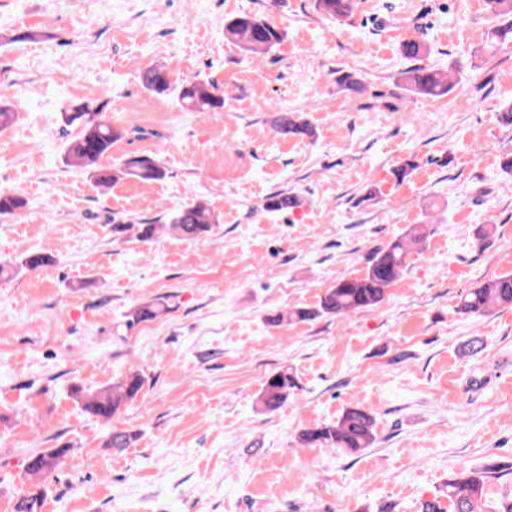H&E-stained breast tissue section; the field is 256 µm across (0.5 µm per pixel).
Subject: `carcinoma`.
<instances>
[{"mask_svg": "<svg viewBox=\"0 0 512 512\" xmlns=\"http://www.w3.org/2000/svg\"><path fill=\"white\" fill-rule=\"evenodd\" d=\"M317 9L337 20L353 16L357 0H316ZM490 14L496 17L512 16V0H486ZM224 36L254 56L268 54L284 38V33L267 19L241 14L224 21ZM401 52L413 66L400 72L402 87L416 96L438 98L448 95L455 82L449 73L432 65H420L427 53L425 45L417 39L402 43ZM141 84L151 94L166 96L177 92L181 107L191 112H221L224 95L211 81L197 80L181 87L172 84L169 71L164 66H151L141 73ZM15 112L7 104L5 92H0V130L12 125ZM67 127L79 129L77 135L65 144L67 163L83 168L97 184L104 188L136 178L150 182L165 177L164 170L150 157H131L112 163V147L126 132L112 124V118L101 107L88 104L73 107L62 113ZM276 132L283 138L303 140L313 136L309 124L294 112L277 113L274 120ZM303 204V198L291 192H277L266 197L262 204L268 213L294 210ZM28 205L20 194L0 190V218L14 217ZM214 223L213 214L202 203L186 204L173 211L164 225L185 240H194L208 231ZM429 230L426 224H413L404 233L386 245L374 249L364 273L355 278H340L322 296L319 307L307 309L293 307L288 312L269 318L275 326L290 322H303L317 316L346 317L352 313L371 309L385 300L387 291L398 282L408 266L411 253L420 250ZM47 258L38 252H25L14 261L0 264V277L8 278L19 270H36L44 266ZM503 306H512V274H502L461 296L457 311L463 315H487ZM167 310L164 302L154 299L134 307L129 312V322H150ZM144 379L138 374L120 378L111 385L94 392L80 387L73 389L82 409L105 422L112 421L121 407L134 401L141 392ZM295 379L286 369L266 376L258 402L266 412H274L288 400ZM376 441L374 415L359 407L347 408L338 421L330 425H317L299 433L298 442L306 448H337L349 454L360 453ZM70 452V446L45 450L28 460L26 473L34 479L36 489L19 500L16 512H40L44 492L40 479L59 465ZM499 471L496 465L481 470H470L448 479V509L451 512H484L486 487L492 474Z\"/></svg>", "mask_w": 512, "mask_h": 512, "instance_id": "1", "label": "carcinoma"}]
</instances>
